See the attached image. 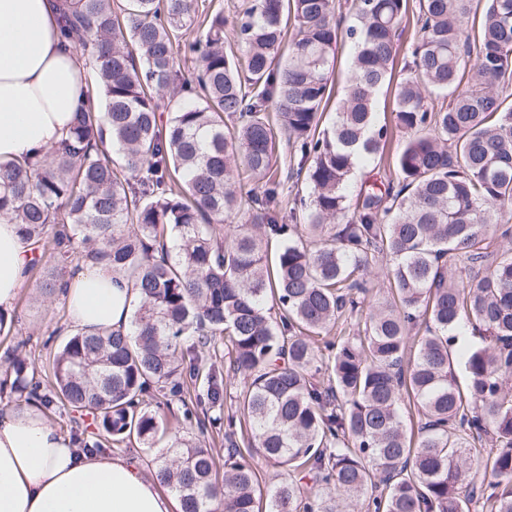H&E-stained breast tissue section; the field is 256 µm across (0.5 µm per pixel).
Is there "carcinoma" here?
Segmentation results:
<instances>
[{
    "instance_id": "carcinoma-1",
    "label": "carcinoma",
    "mask_w": 512,
    "mask_h": 512,
    "mask_svg": "<svg viewBox=\"0 0 512 512\" xmlns=\"http://www.w3.org/2000/svg\"><path fill=\"white\" fill-rule=\"evenodd\" d=\"M478 5L418 0L396 78L408 0H251L230 23L221 8L199 16L198 0H127L120 16L112 0H57L102 102L43 156L0 167V219L52 247L44 294L77 260L125 274L137 300L128 332L76 333L49 355L50 387L22 345L7 349L0 398L86 412L97 451L174 434L152 463L183 512H512V249L486 234L512 202V0ZM342 8L356 25L340 28ZM344 37L357 51L326 123ZM386 85L396 178L351 196L357 166L385 149ZM290 159L310 187L301 209L282 205ZM377 253L391 287L365 310ZM342 319L357 333L319 346ZM469 326L481 344L455 346ZM221 345L242 379L225 418L223 380L198 366ZM158 394L161 414L145 407ZM220 423L222 476L197 437ZM486 437L491 479L476 485ZM255 449L289 475L266 495ZM392 110H393L392 96L390 95V92L385 93V91H384L383 93L380 94V96L378 98L377 107H376V121L379 125H383L386 123L388 126L393 128V131H394L393 139L391 140V142L388 143V145L386 147V151H387V153L389 152L390 155L395 153V151L400 147V143L402 141L401 133H399L394 128V123H393V114L394 113L392 112Z\"/></svg>"
}]
</instances>
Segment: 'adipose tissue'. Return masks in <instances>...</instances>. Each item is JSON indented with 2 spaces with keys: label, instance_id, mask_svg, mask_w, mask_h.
<instances>
[{
  "label": "adipose tissue",
  "instance_id": "1",
  "mask_svg": "<svg viewBox=\"0 0 512 512\" xmlns=\"http://www.w3.org/2000/svg\"><path fill=\"white\" fill-rule=\"evenodd\" d=\"M65 47L55 0H0V165L64 138L87 92ZM31 245L0 220V311L26 279ZM78 332L127 331L136 290L103 264L73 268L60 290ZM0 512H182L129 454L87 451L37 404L0 408Z\"/></svg>",
  "mask_w": 512,
  "mask_h": 512
}]
</instances>
